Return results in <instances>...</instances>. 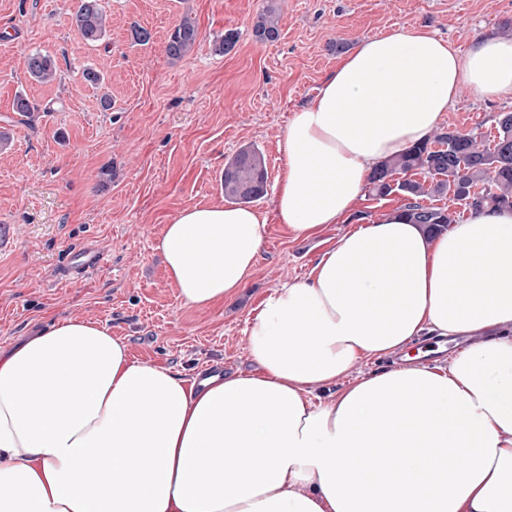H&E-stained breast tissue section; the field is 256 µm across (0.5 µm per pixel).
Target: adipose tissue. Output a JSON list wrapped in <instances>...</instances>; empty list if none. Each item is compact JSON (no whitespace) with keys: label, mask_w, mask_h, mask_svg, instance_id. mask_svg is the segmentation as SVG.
<instances>
[{"label":"adipose tissue","mask_w":512,"mask_h":512,"mask_svg":"<svg viewBox=\"0 0 512 512\" xmlns=\"http://www.w3.org/2000/svg\"><path fill=\"white\" fill-rule=\"evenodd\" d=\"M465 89L512 94V39L462 54L397 25L363 40L278 142L279 223L305 237L342 223L372 171L430 138ZM265 222L217 204L165 226L158 248L186 305L244 288ZM426 332L483 342L448 368L376 371L312 401ZM246 336L258 372L198 382L79 317L0 351V512H512V210L433 235L383 213L269 292ZM350 448L365 451L357 464ZM391 363L388 358H369L358 361L353 368L344 376L336 379L335 382L328 383L326 385L316 387L313 392L322 401H328L333 396H337L339 393L344 391L350 384H352L357 378H361L367 374H370L376 370H387L395 366Z\"/></svg>","instance_id":"obj_1"}]
</instances>
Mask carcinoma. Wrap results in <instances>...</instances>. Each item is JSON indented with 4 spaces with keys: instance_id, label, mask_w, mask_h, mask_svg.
<instances>
[{
    "instance_id": "obj_1",
    "label": "carcinoma",
    "mask_w": 512,
    "mask_h": 512,
    "mask_svg": "<svg viewBox=\"0 0 512 512\" xmlns=\"http://www.w3.org/2000/svg\"><path fill=\"white\" fill-rule=\"evenodd\" d=\"M278 0H265L253 23V34L260 42H273L280 36ZM72 23L88 43H96L106 33V18L97 0H77ZM198 37L195 25L182 20L170 32L166 54L178 61ZM29 77L41 84L57 77L54 57L41 50L24 56ZM497 131L492 142L471 133L441 131L433 138L382 162L370 175V191L378 197L400 193L403 208L416 224L429 233L446 229L456 222L455 207L467 210L512 209V111L495 116ZM267 168L263 153L240 150L225 166L224 198L234 203H251L264 196ZM430 197L447 199L448 206L426 203Z\"/></svg>"
}]
</instances>
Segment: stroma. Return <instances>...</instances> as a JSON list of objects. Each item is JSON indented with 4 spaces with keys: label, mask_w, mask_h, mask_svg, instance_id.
I'll use <instances>...</instances> for the list:
<instances>
[{
    "label": "stroma",
    "mask_w": 512,
    "mask_h": 512,
    "mask_svg": "<svg viewBox=\"0 0 512 512\" xmlns=\"http://www.w3.org/2000/svg\"><path fill=\"white\" fill-rule=\"evenodd\" d=\"M75 0H0V350L69 316L105 324L133 359L193 377L215 365L253 373L246 330L274 288L304 278L316 258L352 228L403 203L361 193L350 219L295 238L279 224L272 194L254 201L267 223L245 288L224 303L185 305L157 248L182 209L224 203L225 164L243 148L263 153L269 181L283 173L277 143L295 110L359 43L403 24L467 51L487 36L512 38V0H281L280 37L257 41L263 0H99L107 32L87 44L71 23ZM190 19L199 37L177 62L164 42ZM152 34L133 43L131 29ZM235 49L217 53L225 31ZM50 52L59 77L40 84L23 57ZM105 77L92 87L85 68ZM35 105L22 117L17 94ZM111 95V109L100 98ZM512 95L462 91L443 128L492 138V117ZM91 250L86 273L71 255Z\"/></svg>",
    "instance_id": "obj_1"
}]
</instances>
